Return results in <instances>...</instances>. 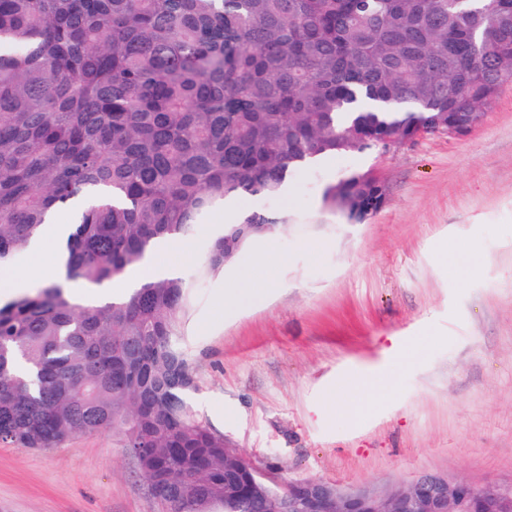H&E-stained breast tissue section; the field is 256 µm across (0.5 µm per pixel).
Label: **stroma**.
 <instances>
[{"label":"stroma","mask_w":512,"mask_h":512,"mask_svg":"<svg viewBox=\"0 0 512 512\" xmlns=\"http://www.w3.org/2000/svg\"><path fill=\"white\" fill-rule=\"evenodd\" d=\"M368 170L381 210L354 224L325 206L328 184ZM240 205L288 221L215 274L199 272L210 220L152 255L189 284L198 418L276 484H512V85L466 136L333 154ZM265 251L270 281L224 308ZM376 365L393 386L342 417L332 393ZM0 512L164 510L115 428L50 450L0 444Z\"/></svg>","instance_id":"35a3bbf8"}]
</instances>
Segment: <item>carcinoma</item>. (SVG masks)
<instances>
[{
  "label": "carcinoma",
  "mask_w": 512,
  "mask_h": 512,
  "mask_svg": "<svg viewBox=\"0 0 512 512\" xmlns=\"http://www.w3.org/2000/svg\"><path fill=\"white\" fill-rule=\"evenodd\" d=\"M506 76L512 0H0V270L72 213L62 278L0 304V444L120 427L165 507L255 512L225 492L224 475L250 477L190 402L187 281L99 306L74 288L122 279L318 157L487 112ZM383 196L371 171L324 191L356 221ZM285 221L222 224L200 273Z\"/></svg>",
  "instance_id": "cac0c4a2"
}]
</instances>
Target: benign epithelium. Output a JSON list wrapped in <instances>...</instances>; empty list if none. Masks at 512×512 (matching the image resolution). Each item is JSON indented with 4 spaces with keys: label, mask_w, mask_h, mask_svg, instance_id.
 <instances>
[{
    "label": "benign epithelium",
    "mask_w": 512,
    "mask_h": 512,
    "mask_svg": "<svg viewBox=\"0 0 512 512\" xmlns=\"http://www.w3.org/2000/svg\"><path fill=\"white\" fill-rule=\"evenodd\" d=\"M275 512H512V486L424 474L380 492L304 479L288 482Z\"/></svg>",
    "instance_id": "benign-epithelium-1"
}]
</instances>
